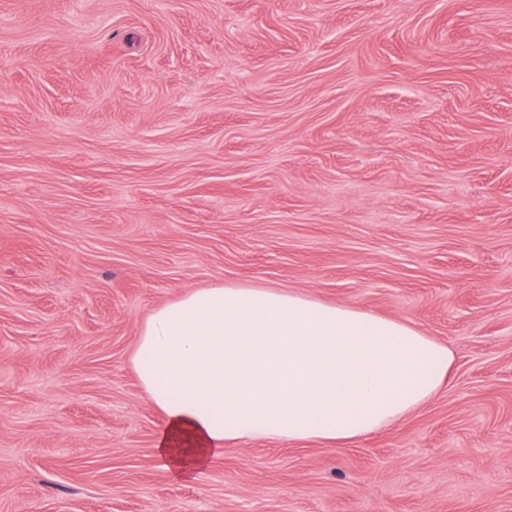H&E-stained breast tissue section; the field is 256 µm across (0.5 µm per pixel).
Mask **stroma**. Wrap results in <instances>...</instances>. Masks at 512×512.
<instances>
[{"instance_id":"35a3bbf8","label":"stroma","mask_w":512,"mask_h":512,"mask_svg":"<svg viewBox=\"0 0 512 512\" xmlns=\"http://www.w3.org/2000/svg\"><path fill=\"white\" fill-rule=\"evenodd\" d=\"M412 323L448 386L172 476L191 288ZM0 512H512V0H0Z\"/></svg>"}]
</instances>
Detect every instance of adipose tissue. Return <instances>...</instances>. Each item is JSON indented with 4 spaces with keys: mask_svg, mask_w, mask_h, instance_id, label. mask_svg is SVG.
Wrapping results in <instances>:
<instances>
[{
    "mask_svg": "<svg viewBox=\"0 0 512 512\" xmlns=\"http://www.w3.org/2000/svg\"><path fill=\"white\" fill-rule=\"evenodd\" d=\"M452 351L410 322L283 288H196L140 328L133 364L176 475L252 438L350 443L444 389Z\"/></svg>",
    "mask_w": 512,
    "mask_h": 512,
    "instance_id": "1",
    "label": "adipose tissue"
}]
</instances>
